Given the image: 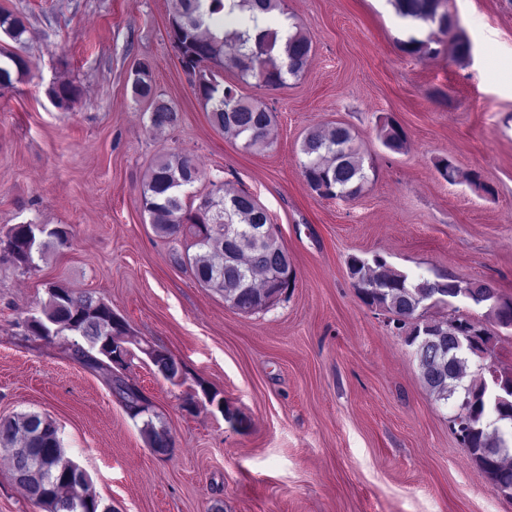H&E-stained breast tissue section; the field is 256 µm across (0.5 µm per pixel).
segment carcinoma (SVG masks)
Masks as SVG:
<instances>
[{"label":"carcinoma","instance_id":"1","mask_svg":"<svg viewBox=\"0 0 512 512\" xmlns=\"http://www.w3.org/2000/svg\"><path fill=\"white\" fill-rule=\"evenodd\" d=\"M447 0H393L398 14L437 27L449 35L454 24L446 9ZM285 16L284 0H175L168 14L167 33L175 41L179 61L191 80L196 98L205 106L213 127L243 140L246 149L269 145L268 136L275 113L261 102L238 93L236 86L220 80L219 71L232 67L243 81L276 89L287 77L299 76L308 61L312 44L296 23L290 24L287 37L280 28L267 26L256 35L249 23L257 22L255 12ZM27 31L22 17L0 13V32L16 43ZM435 39L411 38L405 51L412 55L436 52ZM0 58L15 66L0 65V91L14 87L29 71L26 58L0 51ZM132 84L135 97L149 102L150 126L154 130L174 126L178 111L157 98L150 66L141 63ZM77 88L63 82L48 89L50 99L60 107L75 101ZM384 145L401 151L406 135L400 125L388 120L381 128ZM302 176L308 187L321 198L351 199L368 182L365 158L354 145L350 129L342 124L327 130H309L301 143ZM201 177L195 161L183 154L159 159L143 182L141 200L155 231L165 237L190 239L177 262L188 266L197 282L224 296V302L245 313L268 307L273 288L291 268L288 250L274 233L264 228L271 223L267 210L257 199L224 181H210L211 189L197 206L186 203V190ZM70 245L69 232L62 226L48 228L35 224H16L0 236V261L20 268L35 266L52 246ZM352 286L364 304L386 316V325L415 350L421 381L434 402L451 408L466 405L459 444L470 456L498 494L512 499V396L495 407L482 400L483 383L492 381L512 386V372L500 368L490 371L486 364L469 370L471 352L457 344L460 336L477 338V349L494 351V333L476 325L471 318L453 310L454 316L441 319L426 316V311L446 298L469 293L497 296L506 309L512 300L499 295L488 282L461 284L455 277L431 280L411 278L377 257L368 262L357 256L348 260ZM42 316L23 322L26 334L46 341L59 336H74L71 356L84 368L111 370L109 386L127 415L143 421L141 432L151 448L173 446L167 424L152 403L142 395L123 372L125 365L112 369V338L125 336L128 326L112 308L90 292L76 293L52 285ZM153 365L158 374L171 380L182 372L178 360L162 347L154 348ZM0 451L10 460L12 476L29 497L45 512H112L104 507L92 490L86 472L67 455L48 417L20 414L0 419Z\"/></svg>","mask_w":512,"mask_h":512}]
</instances>
